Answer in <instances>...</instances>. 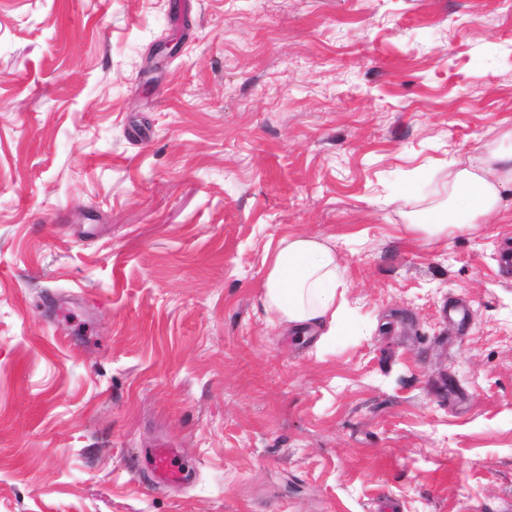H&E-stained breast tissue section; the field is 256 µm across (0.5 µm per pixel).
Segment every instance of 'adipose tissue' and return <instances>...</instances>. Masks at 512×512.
Here are the masks:
<instances>
[{
  "label": "adipose tissue",
  "instance_id": "adipose-tissue-1",
  "mask_svg": "<svg viewBox=\"0 0 512 512\" xmlns=\"http://www.w3.org/2000/svg\"><path fill=\"white\" fill-rule=\"evenodd\" d=\"M510 185L512 150L491 152L480 164L449 172L447 217L436 223L413 219L408 229L438 239L452 229L501 221L503 192ZM339 285L332 247L311 237H286L270 261L263 303L279 322L300 328L315 326L329 337L340 324Z\"/></svg>",
  "mask_w": 512,
  "mask_h": 512
}]
</instances>
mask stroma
Returning a JSON list of instances; mask_svg holds the SVG:
<instances>
[{
  "label": "stroma",
  "mask_w": 512,
  "mask_h": 512,
  "mask_svg": "<svg viewBox=\"0 0 512 512\" xmlns=\"http://www.w3.org/2000/svg\"><path fill=\"white\" fill-rule=\"evenodd\" d=\"M511 129L512 0H0V512H512V220L405 229ZM340 284L332 247L311 237H286L270 261L263 303L279 322L315 326L328 338L336 336L340 324ZM174 448H151L148 455L152 479L159 484L178 485L187 481L188 473L174 462Z\"/></svg>",
  "instance_id": "35a3bbf8"
}]
</instances>
